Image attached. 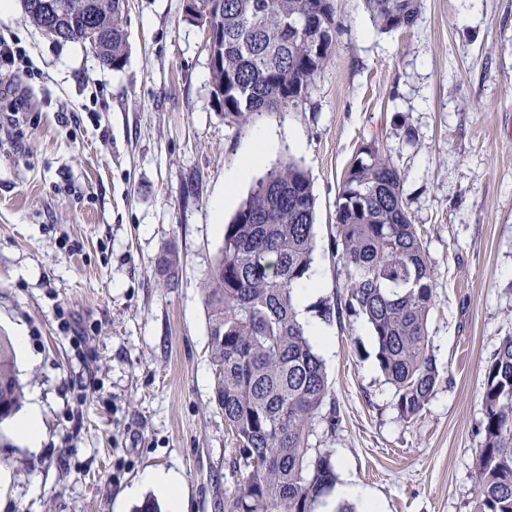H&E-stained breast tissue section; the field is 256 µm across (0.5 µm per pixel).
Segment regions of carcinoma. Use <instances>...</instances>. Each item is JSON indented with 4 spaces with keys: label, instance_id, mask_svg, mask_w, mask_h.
Segmentation results:
<instances>
[{
    "label": "carcinoma",
    "instance_id": "cac0c4a2",
    "mask_svg": "<svg viewBox=\"0 0 512 512\" xmlns=\"http://www.w3.org/2000/svg\"><path fill=\"white\" fill-rule=\"evenodd\" d=\"M375 25L414 26L422 0H365ZM125 10L112 2L114 69L124 67ZM303 23L288 25V18ZM212 24L224 30V117L238 126L303 97L327 65L341 24L333 0H216ZM316 198L308 172L290 159L258 179L231 221L205 282L214 368L213 401L239 442L241 474L229 512H316L336 482L329 449H312L318 417L334 430L335 403L325 366L298 319L294 289L310 277L316 250ZM336 256L344 269V306L375 337V359L394 390L400 418L426 407L443 375L430 349L434 306L430 260L412 224L398 168L374 144L361 147L336 204ZM23 399L10 337L0 335V422ZM484 420L473 479L474 512H512V336L485 368Z\"/></svg>",
    "mask_w": 512,
    "mask_h": 512
}]
</instances>
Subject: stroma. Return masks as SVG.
Here are the masks:
<instances>
[{"label":"stroma","instance_id":"stroma-1","mask_svg":"<svg viewBox=\"0 0 512 512\" xmlns=\"http://www.w3.org/2000/svg\"><path fill=\"white\" fill-rule=\"evenodd\" d=\"M334 7L342 28L307 97L244 127L213 100L207 32L183 0H129L118 71L22 5L0 15V39L25 54L0 65V332L27 336L16 363L43 425L31 448L0 424V512H135L149 498L169 512L150 471L181 477L185 512H227L238 443L212 400L203 285L253 186L227 175L264 131L279 140L269 162L294 157L313 179L311 311L343 297L336 200L367 143L401 172L435 283L445 379L425 409L403 421L369 327L332 321L339 424L315 423L310 446L332 449L338 483L382 512H473L484 369L512 336V0H423L391 33L363 0ZM168 249L172 280L157 267Z\"/></svg>","mask_w":512,"mask_h":512}]
</instances>
